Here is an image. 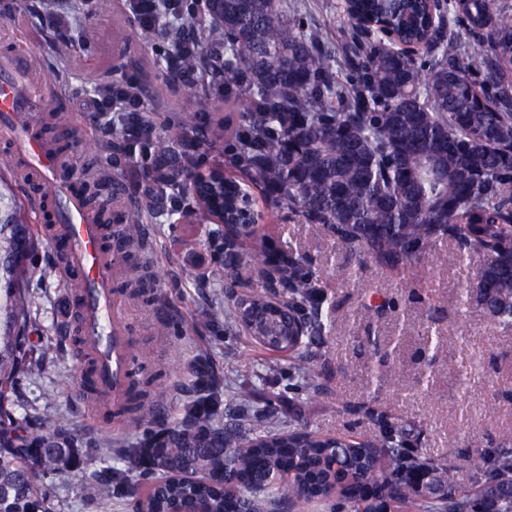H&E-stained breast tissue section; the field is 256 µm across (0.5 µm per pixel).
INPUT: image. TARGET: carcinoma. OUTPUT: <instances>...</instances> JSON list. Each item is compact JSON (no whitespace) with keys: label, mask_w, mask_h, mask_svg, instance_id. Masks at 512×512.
Instances as JSON below:
<instances>
[{"label":"carcinoma","mask_w":512,"mask_h":512,"mask_svg":"<svg viewBox=\"0 0 512 512\" xmlns=\"http://www.w3.org/2000/svg\"><path fill=\"white\" fill-rule=\"evenodd\" d=\"M349 2L359 19H389L404 40L422 45V56L353 23L335 33L310 28L285 0H206L213 29L169 21L172 5L159 0V23L140 29V39L176 46L190 35L199 49L176 56V69L224 78V100L239 109L234 172L193 179L203 132L197 114L173 120L163 135L144 130L147 203L112 229L146 253L140 226L167 191L184 185L221 210L224 291L240 287V266L255 262L267 279L274 258L284 255L268 287L285 310L271 311L266 294H242L227 306L216 303L209 321L241 326L243 307L252 308L259 326L249 336L293 356L309 400L323 383L304 351L330 333L336 308L311 259L292 244L262 241L245 254L229 243L226 229L253 207L257 190L274 208L399 275L440 242L479 254L457 311L475 305L512 332V14L504 0H442L437 17L426 0ZM212 41L224 47L222 69L204 53ZM82 189L100 223H110L92 172ZM36 243L17 187L0 174V512H53L44 476L84 465L55 420L23 424L11 410L19 376L40 371L26 349L35 305L26 284L56 276L55 267L31 262ZM446 368L467 390L474 367L463 361ZM167 371L163 360L134 372L119 408L127 422L157 417L166 393L156 378ZM185 384L190 396L177 421L106 450L126 470L151 476L127 491L133 512H180L189 499L206 501L211 512H266L270 505L289 512H512V446L463 456L474 479L462 488L455 464L420 455L414 422L387 411L359 406L379 428L363 441L306 426L280 431L266 414L224 422V380L203 359L191 363ZM124 484L123 475L94 472L84 490L110 498Z\"/></svg>","instance_id":"obj_1"}]
</instances>
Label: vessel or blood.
Listing matches in <instances>:
<instances>
[{"label":"vessel or blood","instance_id":"obj_1","mask_svg":"<svg viewBox=\"0 0 512 512\" xmlns=\"http://www.w3.org/2000/svg\"><path fill=\"white\" fill-rule=\"evenodd\" d=\"M20 73L14 62L0 68V141L10 144L14 155L37 175H57L58 154L43 140L36 124L25 120L38 104L33 95L20 91ZM53 200L52 224L41 227L40 233L59 254L62 274L81 283L75 304L80 348L94 368L100 403L108 409L128 392L134 368L128 329L113 302L112 242L70 183L57 186Z\"/></svg>","mask_w":512,"mask_h":512}]
</instances>
